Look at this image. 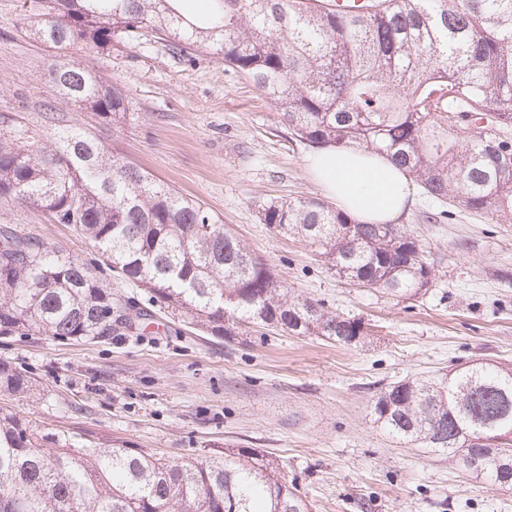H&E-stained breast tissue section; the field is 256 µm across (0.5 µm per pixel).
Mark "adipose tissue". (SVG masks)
<instances>
[{"instance_id": "ef3b65f1", "label": "adipose tissue", "mask_w": 512, "mask_h": 512, "mask_svg": "<svg viewBox=\"0 0 512 512\" xmlns=\"http://www.w3.org/2000/svg\"><path fill=\"white\" fill-rule=\"evenodd\" d=\"M308 167L327 197L359 222L394 224L409 209L410 179L385 155L325 146L309 156Z\"/></svg>"}]
</instances>
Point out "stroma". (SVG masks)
Instances as JSON below:
<instances>
[{"label":"stroma","instance_id":"obj_1","mask_svg":"<svg viewBox=\"0 0 512 512\" xmlns=\"http://www.w3.org/2000/svg\"><path fill=\"white\" fill-rule=\"evenodd\" d=\"M24 0H0V113L33 128L53 110L121 160L197 197L288 288L361 318L360 343L250 331L233 339L181 332L164 314L119 327L108 339L0 336V360L37 389L0 393V407L62 433L77 446L138 448L175 461L220 459L245 449L276 460L312 512H512V490L457 459L389 435L374 421L382 385L454 373L476 359L512 364V224L454 208L414 188L401 220L435 260L427 293L399 298L339 277L299 238L271 230L260 207L322 198L296 139L269 100L221 57L181 58L150 37L78 59L124 87L134 122L101 124L47 79L50 51L31 33ZM61 255L97 253L23 204L0 205Z\"/></svg>","mask_w":512,"mask_h":512}]
</instances>
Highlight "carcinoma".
Here are the masks:
<instances>
[{"instance_id": "carcinoma-1", "label": "carcinoma", "mask_w": 512, "mask_h": 512, "mask_svg": "<svg viewBox=\"0 0 512 512\" xmlns=\"http://www.w3.org/2000/svg\"><path fill=\"white\" fill-rule=\"evenodd\" d=\"M33 35L54 54L58 92L125 124L134 105L77 50L152 36L182 57L217 55L273 104L312 148L356 145L387 155L430 198L512 223V0H377L350 18L323 0H207L190 23L176 0H29ZM27 204L69 227L99 259L61 256L39 237L0 224V335L61 341L112 335L126 300L110 281L145 288L184 326L215 337L273 328L341 345L361 320L295 296L266 260L197 198L120 160L90 133H43L0 113V204ZM269 227L316 248L336 273L412 298L434 263L401 224H361L304 197L261 206ZM0 392L33 383L0 361ZM374 422L407 442L464 462L492 449L476 474L512 487V366L473 362L452 375L387 384ZM52 447H46V444ZM0 512H310L274 460L178 462L134 448H76L64 434L0 408Z\"/></svg>"}]
</instances>
